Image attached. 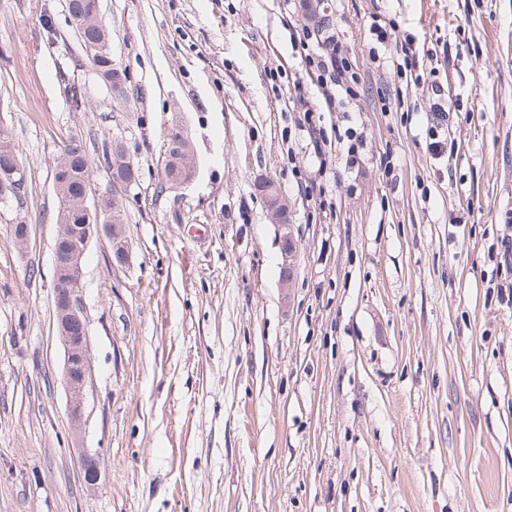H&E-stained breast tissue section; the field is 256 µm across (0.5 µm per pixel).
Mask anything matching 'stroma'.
<instances>
[{
    "label": "stroma",
    "instance_id": "obj_1",
    "mask_svg": "<svg viewBox=\"0 0 512 512\" xmlns=\"http://www.w3.org/2000/svg\"><path fill=\"white\" fill-rule=\"evenodd\" d=\"M67 3L0 0V127L24 175L0 197V512H512V0H99L123 101ZM377 12L395 28L374 46ZM316 24L359 75L331 109L300 58ZM409 48L433 70L397 75ZM178 125L194 175L173 190ZM74 136L122 138L138 169L117 197L128 263L96 239L84 259L79 432L53 302ZM264 180L288 205L289 281Z\"/></svg>",
    "mask_w": 512,
    "mask_h": 512
}]
</instances>
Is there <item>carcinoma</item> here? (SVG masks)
Segmentation results:
<instances>
[{
	"instance_id": "obj_1",
	"label": "carcinoma",
	"mask_w": 512,
	"mask_h": 512,
	"mask_svg": "<svg viewBox=\"0 0 512 512\" xmlns=\"http://www.w3.org/2000/svg\"><path fill=\"white\" fill-rule=\"evenodd\" d=\"M80 8L85 13L84 22L76 26L78 40L81 48L96 42L107 40V30L101 21L97 19V0H77ZM89 65L103 76H112V86L116 87L126 82L125 74L112 65V57L101 56L89 61ZM99 162L105 166H113L112 174L118 178L131 177L129 166L124 164H110L108 142L97 143L91 139L85 141L77 139L74 145H67L64 157L59 160L54 172V181L61 184V195L57 196L58 202L65 203V212L58 216L63 224H96L98 218L87 213L82 201L84 195L91 191L90 175L93 172V164Z\"/></svg>"
}]
</instances>
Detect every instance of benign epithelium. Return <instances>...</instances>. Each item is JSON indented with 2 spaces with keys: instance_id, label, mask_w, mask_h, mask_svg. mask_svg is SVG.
Masks as SVG:
<instances>
[{
  "instance_id": "benign-epithelium-1",
  "label": "benign epithelium",
  "mask_w": 512,
  "mask_h": 512,
  "mask_svg": "<svg viewBox=\"0 0 512 512\" xmlns=\"http://www.w3.org/2000/svg\"><path fill=\"white\" fill-rule=\"evenodd\" d=\"M0 192L15 193L21 189L22 169L17 157L11 154L0 156ZM110 189H92V196L84 197L83 205L89 212L106 211L109 202L116 201V192L129 187L127 183L109 181ZM274 219H279L283 204L277 195L276 184L266 180L260 185ZM97 236L105 239L112 247V262L123 265L128 261L129 242L121 224H98ZM92 235L81 236L77 247L55 246L54 270H66L72 277L65 280L54 278L53 298L57 328L64 345L65 357L63 380L69 393L67 414L73 428L81 427L84 412V392L90 374V339L87 331L79 292L82 289V265ZM81 468L87 485H96L100 477L99 459L86 453L82 457Z\"/></svg>"
}]
</instances>
